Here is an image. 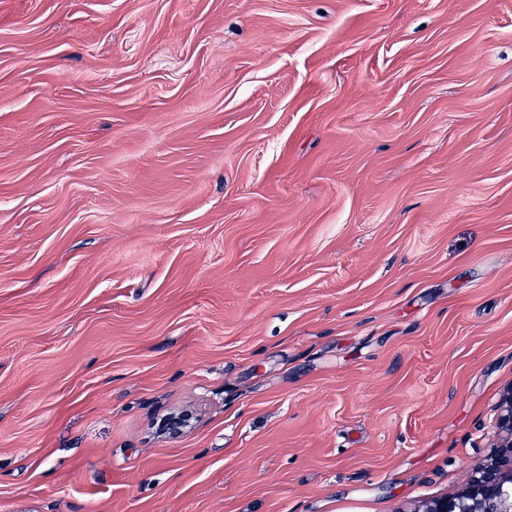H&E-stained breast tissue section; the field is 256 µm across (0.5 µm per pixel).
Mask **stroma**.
Listing matches in <instances>:
<instances>
[{
  "instance_id": "obj_1",
  "label": "stroma",
  "mask_w": 512,
  "mask_h": 512,
  "mask_svg": "<svg viewBox=\"0 0 512 512\" xmlns=\"http://www.w3.org/2000/svg\"><path fill=\"white\" fill-rule=\"evenodd\" d=\"M511 381L512 0H0V512H404Z\"/></svg>"
}]
</instances>
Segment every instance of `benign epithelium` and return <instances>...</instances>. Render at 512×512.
<instances>
[{"instance_id":"1","label":"benign epithelium","mask_w":512,"mask_h":512,"mask_svg":"<svg viewBox=\"0 0 512 512\" xmlns=\"http://www.w3.org/2000/svg\"><path fill=\"white\" fill-rule=\"evenodd\" d=\"M491 428L490 454L464 488L411 512H512V382L502 390Z\"/></svg>"}]
</instances>
